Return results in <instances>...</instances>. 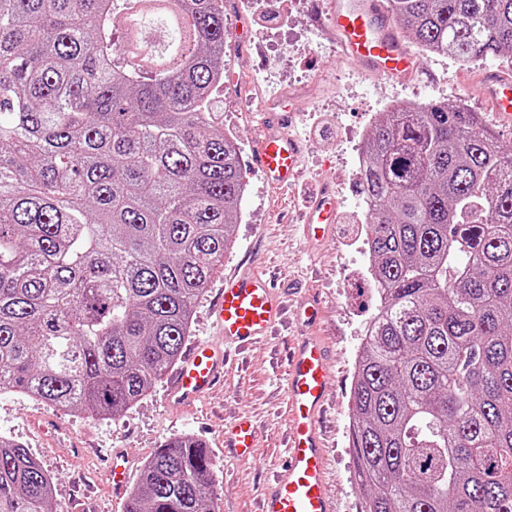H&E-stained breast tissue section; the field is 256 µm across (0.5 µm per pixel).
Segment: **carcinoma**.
I'll return each instance as SVG.
<instances>
[{
	"label": "carcinoma",
	"instance_id": "1",
	"mask_svg": "<svg viewBox=\"0 0 512 512\" xmlns=\"http://www.w3.org/2000/svg\"><path fill=\"white\" fill-rule=\"evenodd\" d=\"M422 50L512 59V0H390ZM223 0H0V392L116 419L180 360L247 189L215 110ZM360 186L380 292L355 365L363 512H512V149L460 105L393 109ZM0 435V512H54ZM189 434L123 512H215Z\"/></svg>",
	"mask_w": 512,
	"mask_h": 512
}]
</instances>
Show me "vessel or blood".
Instances as JSON below:
<instances>
[{
    "label": "vessel or blood",
    "mask_w": 512,
    "mask_h": 512,
    "mask_svg": "<svg viewBox=\"0 0 512 512\" xmlns=\"http://www.w3.org/2000/svg\"><path fill=\"white\" fill-rule=\"evenodd\" d=\"M389 0H329L325 18L343 60H358L370 70L402 78L413 69L409 49L388 22ZM480 94L495 110L493 121L512 133V79L486 71ZM293 112L282 113L259 138L255 163L273 186L291 183L298 174L303 145L287 134ZM337 210L328 188L315 192L309 204L307 233L317 237L335 223ZM282 312L269 283L257 275L226 281L215 307L216 324L225 345L247 347L268 334ZM224 368L222 347L196 346L176 372L178 400L192 401L214 384ZM330 361L324 344L309 333L297 339L289 358L287 397L290 406L286 461L264 492L262 512H334L325 480V456L319 418L330 388ZM224 446L240 457L254 456L258 432L245 419L224 431Z\"/></svg>",
    "instance_id": "1"
}]
</instances>
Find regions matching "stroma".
Listing matches in <instances>:
<instances>
[{"label": "stroma", "mask_w": 512, "mask_h": 512, "mask_svg": "<svg viewBox=\"0 0 512 512\" xmlns=\"http://www.w3.org/2000/svg\"><path fill=\"white\" fill-rule=\"evenodd\" d=\"M327 0H288L280 13L272 0H224L229 33L224 50V133L235 139L248 185L234 228L235 245L207 292L198 301L192 339H213L211 309L225 277L256 274L268 279L288 304L271 336L246 351L226 348L224 377L204 399L169 402L171 375H164L137 406L116 419L92 421L63 414L28 397L0 395V434L30 450L54 478L56 512H122L112 493L113 452L125 454L132 470L161 443L182 434L205 442L224 478L217 512H259L264 488L286 460L288 353L298 336L301 305L317 299L313 333L326 346L337 377L323 419L327 483L336 512H361L365 495L353 481L351 381L365 324L375 313L373 281L365 264L367 228L363 198L352 161L363 130L389 108L440 101L462 104L481 117L489 106L476 89L478 65L416 52V68L405 78L387 79L356 61L337 63L336 45L317 16ZM293 101L299 110L290 135L306 145L296 186L273 188L252 161L262 133L259 106ZM323 122L320 136L310 128ZM329 185L339 201L338 222L318 246L301 234L309 192ZM248 417L259 433L254 459L224 454V428ZM84 448L68 456L62 443Z\"/></svg>", "instance_id": "stroma-1"}]
</instances>
